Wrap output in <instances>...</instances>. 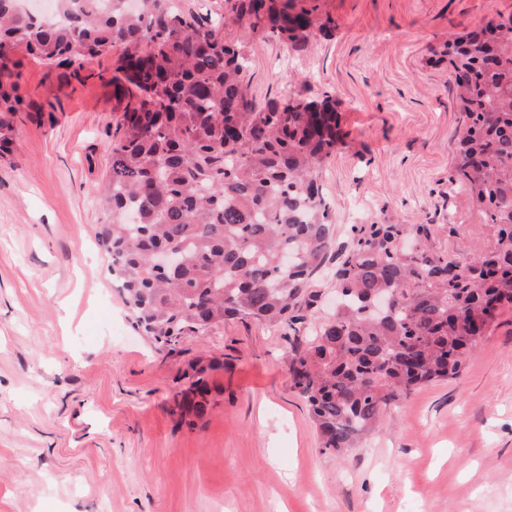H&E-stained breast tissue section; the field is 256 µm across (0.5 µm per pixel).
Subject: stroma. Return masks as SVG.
<instances>
[{"mask_svg":"<svg viewBox=\"0 0 512 512\" xmlns=\"http://www.w3.org/2000/svg\"><path fill=\"white\" fill-rule=\"evenodd\" d=\"M226 18L257 103L331 96L346 133L322 166L336 240L354 224H428L459 261L496 225L452 179L463 130L449 39L512 17V0H321L304 45ZM18 115L0 157V512H512V315L461 373L400 399L352 452L322 451L292 391L288 333L232 319L176 351L137 336L95 238L110 162L111 57ZM223 361L205 416L171 397L189 362Z\"/></svg>","mask_w":512,"mask_h":512,"instance_id":"stroma-1","label":"stroma"}]
</instances>
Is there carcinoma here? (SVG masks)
Listing matches in <instances>:
<instances>
[{"instance_id":"cac0c4a2","label":"carcinoma","mask_w":512,"mask_h":512,"mask_svg":"<svg viewBox=\"0 0 512 512\" xmlns=\"http://www.w3.org/2000/svg\"><path fill=\"white\" fill-rule=\"evenodd\" d=\"M56 0L61 25L20 0H0V155L14 117L43 112L22 91V60L46 61L57 88L91 78L75 64L115 54L106 144L111 166L99 193L109 220L96 231L136 328L173 348L226 318H251L295 334L291 388L306 401L321 446H355L385 409L415 389L459 375L482 337L512 311V17L448 41L465 132L455 175L498 226L494 249L462 263L435 251L429 224H354L335 235L320 166L341 140L330 96L261 105L248 94L247 55L222 22L173 0ZM233 17L272 39L299 42L317 24V0H225ZM182 263L156 270L154 253ZM334 262L344 293L319 319L313 276ZM222 364L195 361L180 405L203 415L222 388Z\"/></svg>"}]
</instances>
